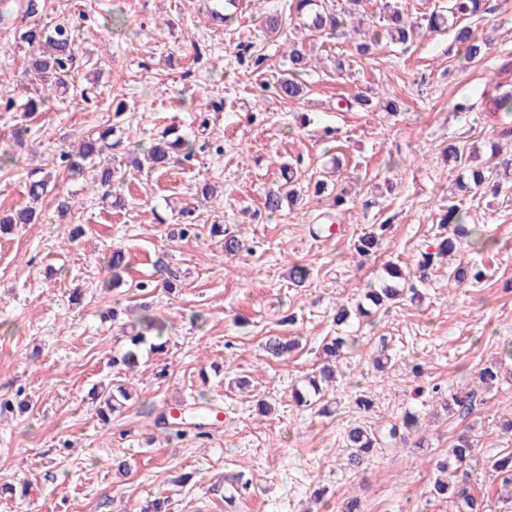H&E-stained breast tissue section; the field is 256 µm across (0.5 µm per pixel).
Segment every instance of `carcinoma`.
Instances as JSON below:
<instances>
[{"label": "carcinoma", "mask_w": 512, "mask_h": 512, "mask_svg": "<svg viewBox=\"0 0 512 512\" xmlns=\"http://www.w3.org/2000/svg\"><path fill=\"white\" fill-rule=\"evenodd\" d=\"M350 7L334 10L329 7L328 0H292L296 17L305 19L304 26L313 37L328 38L333 35H342L348 27L349 19L359 13L361 0H347ZM490 11L486 7V0H448L445 10L433 11L424 22H412L404 17L403 11L392 4V0H384L378 20L372 22V28L364 32V39L355 44L356 55L370 56L381 42V36H387L391 41L410 45L419 39L434 36L443 29L448 28L449 20L462 17L482 16ZM21 40L31 46L33 51L25 67L26 74L31 80L50 89L69 90L74 87L71 82V73L76 63V33L70 22L60 19L50 26L34 27L21 33ZM455 42L464 50L463 56L470 62L481 60L487 50L488 42L479 38L473 27L463 25L455 30ZM288 75L282 76L274 86V93L282 100L297 99L304 92L303 83L298 81L296 75L308 66L305 54L296 45L288 46ZM112 129L105 128L98 134H91L83 139L78 151L62 154V163L65 169L73 176L82 175L90 168L98 169L93 174L92 182L102 186L112 182V171L108 167L97 168L96 160L102 158L112 149L109 142ZM183 150V160L189 162L193 159L194 150L192 142L179 136L166 148L157 143L147 150V157L155 166H163L170 159L169 149ZM472 156L465 155L464 151L456 146H448V160L460 169V175L467 178L477 193L490 192L498 195L512 187V179L502 176L494 168L485 170L469 167ZM283 181L279 188L269 192L264 199V207L273 213L281 210L283 203L295 197L293 166L288 165L281 171ZM51 176L45 175L40 179L29 182L27 188L28 203L16 212L15 216H0V231L11 224H30L36 217V205L42 203L48 193ZM465 215L461 204L448 200L444 214L439 220V228L443 230L437 241V252L424 253L419 266V278L427 280L426 270L433 264L434 258L446 257L456 249L458 238L471 236L464 224ZM214 233L224 234V253L234 255L242 248L240 240L224 232V227L216 224L212 228ZM379 238L376 232L371 231L361 235L354 243L357 256L368 258L376 253ZM127 266L126 256L120 249L112 250L107 258V269L111 273L108 285L115 286L121 280L120 271ZM388 279L382 287L374 288L365 294L366 303H357L355 310L341 306L336 310V325H346L352 314L368 316L371 311L389 302L399 299L402 294L400 282L404 276L395 265L386 266ZM139 329L127 337L128 346L125 350L112 357V364L127 368L134 367L138 361L140 347L148 342L147 336L158 340L154 348L161 351L164 343L160 339L164 336L167 323L151 314H144L139 318ZM129 398L127 390L119 385L112 389L103 400L104 406L98 413L104 420L109 413L116 410ZM473 394L458 390L448 394L444 402L448 415L466 416L472 411ZM418 417L407 413L402 419V425H390L383 431H373L361 426H354L346 433L345 443L349 449L348 464L359 468L366 456L374 449L393 443L399 437L400 429H411L416 426ZM475 460L473 443L466 434H461L451 448L447 458L437 463V470L441 477L437 478L431 489L432 494L456 500L457 512H480L478 500L465 486L458 485L456 478L460 471L472 467ZM491 469L497 474L503 487H512V454L492 462Z\"/></svg>", "instance_id": "carcinoma-1"}]
</instances>
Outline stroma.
I'll return each mask as SVG.
<instances>
[{
  "label": "stroma",
  "instance_id": "1",
  "mask_svg": "<svg viewBox=\"0 0 512 512\" xmlns=\"http://www.w3.org/2000/svg\"><path fill=\"white\" fill-rule=\"evenodd\" d=\"M477 32L486 59L468 63L453 31L409 48L384 43L338 72L353 39H319L301 80L300 99L284 101L274 85L284 53L299 33L284 26L266 34V14H287L288 0H247L232 22L207 19L210 0H7L0 21V145L16 125L28 127L17 166L0 170V215L25 205L30 181L53 174L39 220L0 234V397L25 413L0 414V512H341L358 496L364 512H453L433 497L435 464L453 436L474 440L477 464L459 473L483 512H512V498L494 482L491 463L512 454V378L483 386L478 370L491 362L512 368V194L487 198L454 188L448 144L477 150L490 143L512 158L497 87L512 89V0H490ZM72 19L78 33L76 87L62 92L30 81V53L20 35L29 26ZM266 57L253 68L251 55ZM370 98L349 110L354 94ZM43 97L29 114V98ZM397 99V112L385 105ZM113 129L109 156L113 208L90 177H71L60 154L86 132ZM175 128L193 142L192 163L156 171L132 165L138 146ZM333 137H325V129ZM296 167L298 202L267 214L264 195ZM334 170L329 193L316 180ZM455 190L467 226L485 248L459 240L455 263L431 268L426 283L404 289L373 321H334L381 284L387 264L415 273L435 242L438 213ZM345 194L328 240L312 236L332 198ZM194 222L199 236L179 238ZM387 224L366 260L352 245ZM214 224L243 243L226 255ZM80 226L78 238L69 230ZM123 248L129 266L119 288L103 286L104 258ZM164 260L178 277L175 291L156 272ZM475 263L481 282L458 281L456 263ZM309 276L295 285L291 271ZM121 302L128 314L113 317ZM168 324L163 351L143 349L137 371L113 366L125 344L123 324L142 313ZM353 346L336 362V380L316 402L293 398L325 362L323 347L341 333ZM278 336L292 348L270 358ZM132 387L133 398L108 420L97 414L92 389ZM476 394L464 419L442 404L449 389ZM372 399L371 409L355 403ZM193 414L210 407L224 420L198 433L157 426L169 407ZM419 416L396 447L378 450L363 471L347 465L349 426L380 429ZM127 464L117 476L115 461ZM325 488L322 502L311 494Z\"/></svg>",
  "mask_w": 512,
  "mask_h": 512
}]
</instances>
